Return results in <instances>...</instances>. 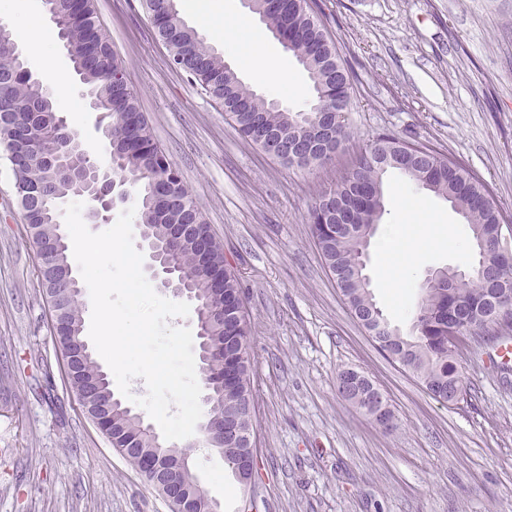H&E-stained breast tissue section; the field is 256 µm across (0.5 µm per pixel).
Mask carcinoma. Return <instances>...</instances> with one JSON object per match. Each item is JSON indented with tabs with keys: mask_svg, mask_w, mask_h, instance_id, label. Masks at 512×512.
I'll use <instances>...</instances> for the list:
<instances>
[{
	"mask_svg": "<svg viewBox=\"0 0 512 512\" xmlns=\"http://www.w3.org/2000/svg\"><path fill=\"white\" fill-rule=\"evenodd\" d=\"M54 18L58 37L70 48V62L89 99L104 113L103 125L112 138V173L126 180L135 208L134 223L146 241L171 253L183 283L195 295L194 315L207 316L211 306L209 272H224V322L210 327L211 348L224 350V360L203 363L204 384L210 391L207 414L229 418L253 398L252 325L244 291L224 251L206 223L189 186L182 179H162L169 156L155 141L148 117L141 112L138 93L126 79L122 58L113 50L110 34L101 22L95 0H44ZM156 35L180 71L224 111V119L266 154L282 159L284 144L305 140L302 168L324 167L349 140L345 119L320 130L318 113L347 109L350 77L329 40L313 0H286L269 8L256 0V14L307 72L312 100L304 111L291 112L258 95L244 84L212 46L182 19L177 0H142ZM0 43V144L12 165L16 185L38 191L21 201L29 240L35 247L65 239L60 205L78 196L71 178L57 166L62 143L51 131L63 121L52 88L33 80L27 63L15 47ZM396 173L448 200L462 214L470 231L475 256L473 273L459 274L446 291L426 284L413 306L409 333L391 325L377 307L365 277L364 258L385 212L384 178ZM502 223L500 208L484 183L462 165L432 148L380 134L354 158L333 190L321 195L308 211L310 233L326 268L340 289L351 314L376 345L389 341L393 351L404 347L403 357L392 361L410 372L436 400L448 402V393L466 389L458 352L448 348L451 329H474L479 336H497V304L512 310V245L488 238ZM174 224H194L207 242L208 253L197 255L194 239L167 242ZM38 277L48 308L62 310L66 326L58 342L68 348L85 340L86 304L81 291L72 292L54 269L72 266L69 246L56 254H39ZM67 384L83 412L112 397V381L94 351L85 360H73L66 370ZM107 433L115 449L135 444L144 451L154 447L143 423L124 407L110 412Z\"/></svg>",
	"mask_w": 512,
	"mask_h": 512,
	"instance_id": "cac0c4a2",
	"label": "carcinoma"
}]
</instances>
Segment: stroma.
Instances as JSON below:
<instances>
[{
    "label": "stroma",
    "instance_id": "stroma-1",
    "mask_svg": "<svg viewBox=\"0 0 512 512\" xmlns=\"http://www.w3.org/2000/svg\"><path fill=\"white\" fill-rule=\"evenodd\" d=\"M316 2L352 69L345 114L352 138L330 165L304 169L238 135L172 66L140 0H97L156 140L224 241L252 323L261 457L254 489L237 482L219 453L200 448L199 435L178 445L223 512H239L250 496L256 512H512V373L466 352L463 400L431 398L352 317L306 223L315 198L382 133L461 163L512 222V0ZM266 42L290 84H257L243 69L239 77L288 109L304 108L306 72L276 38ZM55 57L69 89L59 109L92 156L107 158L65 49L56 47ZM406 203L433 215L432 226L408 232L433 236L435 246L395 283L382 277L377 248L366 268L378 306L404 331L427 271L473 262L454 245L467 237L461 215L399 177L387 181L379 231L403 223ZM38 264L0 150V512H169L65 386ZM346 368L384 392L395 430L383 431L339 396L336 377Z\"/></svg>",
    "mask_w": 512,
    "mask_h": 512
}]
</instances>
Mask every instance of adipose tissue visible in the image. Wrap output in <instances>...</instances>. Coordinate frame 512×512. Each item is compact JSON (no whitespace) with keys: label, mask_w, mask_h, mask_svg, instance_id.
I'll list each match as a JSON object with an SVG mask.
<instances>
[{"label":"adipose tissue","mask_w":512,"mask_h":512,"mask_svg":"<svg viewBox=\"0 0 512 512\" xmlns=\"http://www.w3.org/2000/svg\"><path fill=\"white\" fill-rule=\"evenodd\" d=\"M41 2L42 0H0V22L10 25L18 42L26 45L32 58L49 70L54 63L51 53L54 33L43 22ZM240 22L241 29L225 31V43L233 44L239 38H246L248 46L242 59L243 64L259 82L281 83L283 74L254 32L250 19L244 16ZM430 245V239L422 237L412 242L408 241L399 225H391L379 243L386 260L383 267L384 276L390 280L394 279L399 267L414 264Z\"/></svg>","instance_id":"1"}]
</instances>
